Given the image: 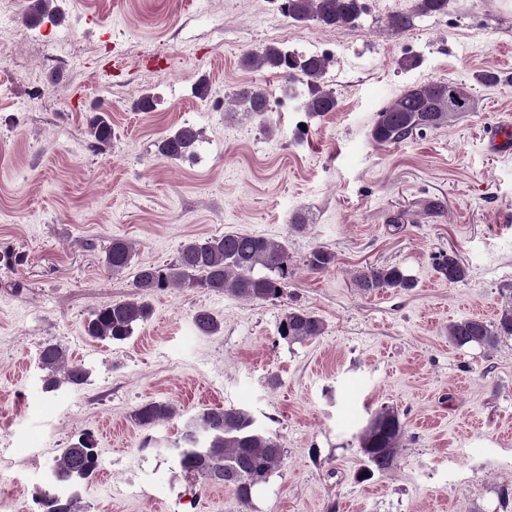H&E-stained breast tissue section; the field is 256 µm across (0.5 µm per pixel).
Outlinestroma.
Instances as JSON below:
<instances>
[{
  "label": "stroma",
  "mask_w": 512,
  "mask_h": 512,
  "mask_svg": "<svg viewBox=\"0 0 512 512\" xmlns=\"http://www.w3.org/2000/svg\"><path fill=\"white\" fill-rule=\"evenodd\" d=\"M30 3L0 18V255L12 258L0 269V512H38L51 460L87 431L100 456L82 512H241L172 452L186 417L230 406L284 447L248 512H512V339L458 348L447 335L454 320L494 321L512 288V156L485 147L512 92L476 79L512 75V0H449L403 33L389 18L413 0H366L339 29L293 22L271 0H53L37 24ZM270 45L328 53L334 111L311 115L306 91L289 97L281 75L243 66ZM427 81L470 85L476 112L375 144L377 113ZM253 86L287 108L225 117V100ZM146 94L154 110L135 111ZM96 112L112 124L101 151ZM183 125L198 133L193 156H158L156 141ZM433 199L443 211L427 210ZM227 232L287 244L283 298L171 288L149 297L128 340L85 335L95 308L134 297L136 267ZM115 238L136 248L120 274L102 264ZM320 246L335 262L315 273L304 261ZM451 250L468 269L455 284L435 271ZM387 264L415 288H356L358 271ZM292 307L320 317L324 335L283 339ZM200 310L216 334L197 332ZM48 342L87 369L85 385L43 391ZM156 400L178 417L139 427L134 411ZM384 406L405 423L404 445L393 472L361 481L359 435ZM88 130L94 144L100 149L106 148L112 141V125L104 113H94L89 121Z\"/></svg>",
  "instance_id": "stroma-1"
}]
</instances>
